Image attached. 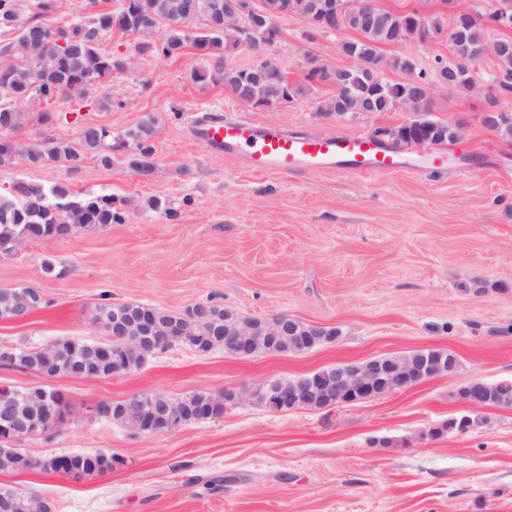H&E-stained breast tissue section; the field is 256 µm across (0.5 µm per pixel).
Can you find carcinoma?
<instances>
[{
    "mask_svg": "<svg viewBox=\"0 0 512 512\" xmlns=\"http://www.w3.org/2000/svg\"><path fill=\"white\" fill-rule=\"evenodd\" d=\"M355 6L341 17V23L331 27L309 24L314 32L328 33L350 28L359 33L355 41H345L341 49L347 56L359 61L361 66L350 71L346 78L337 76L330 66L320 63L309 68L304 83L292 84L279 67L268 62V70L258 76L255 69L239 70L226 64L224 56L230 47L240 44L232 32L223 28L226 0H123L117 12L99 8L98 0H81L78 18L64 25L50 27L43 18L57 10V0H37L35 11L26 13L19 0H0V34L13 39L0 47V137L20 128L26 119L21 106L28 103L48 106L58 99H84L92 90H100L99 99L112 104L108 82L113 74L128 69V61L106 54L101 49L105 34L117 28L125 33H139L145 40L136 43L135 52L142 58L168 59L179 54L186 44H191L205 59L201 68L193 70V79L200 83L223 84L235 98H251L260 107L286 105L303 93L312 83H340V92L320 102L321 114L344 112L348 115L360 112H388L410 97L418 112H432L429 84L420 76H414L413 61L395 57L390 61L378 53L382 44L399 43L416 39L420 42L438 37L444 31L439 19H434V30H420L406 14L390 12L377 4V0H354ZM498 7L485 16L472 18L468 23L454 26L448 31L450 58L438 70V80L455 91L473 88L470 64L486 45L487 24H503L509 21L512 28V0H496ZM166 29L161 40L148 36L159 28ZM63 38L65 46L57 45ZM496 53L498 74L496 82L503 92H512V37L499 39ZM392 67L407 76V80L389 83L381 78V69ZM482 125L493 134L512 139V113L498 108L487 111L481 118ZM434 140L454 141L455 129L445 123L435 122L426 129ZM154 120L150 119L128 129L123 136L114 137L103 125L84 127L78 145L64 140L45 138L20 151V145L0 148V167H10L19 153H24L32 165L65 163L72 170L82 167L86 155L98 158L106 167L112 165L114 155L127 146L134 152L128 156L129 166L139 175L148 178L155 169ZM126 211L110 195L78 198L63 186L47 187L39 182L21 180L11 190L0 194V244H12L22 237L24 241L55 236L54 229L65 225L73 234L97 224H122ZM24 292L29 299L28 312L38 310L43 296L32 287L0 288V318ZM212 318L188 321L185 339L193 344L200 338L210 340L211 346L221 342L224 335V306L208 301ZM118 306L110 302L99 303L93 310V320L105 332H110L112 315ZM300 331L287 336L281 345L285 353L302 352L331 341L341 335L337 328L317 329L298 322ZM85 348L80 340L64 338L46 346L31 348L0 347V363H17L24 368L42 372L50 377L75 376L83 362ZM435 364L448 365L454 358L450 351L426 349L391 356L388 361L410 365L420 357ZM506 391L512 396V379L493 383L481 381L465 386L459 395H475L484 405L497 406L498 395ZM183 413L181 424L196 420L199 405L210 406L209 417L224 414V400L211 394H194L178 399ZM100 417L128 427L136 421V415L122 403H101ZM72 469L77 476H93L110 471L116 459L104 453H71ZM57 457L34 458L16 448L11 454L0 457V471H29L67 474L69 470L56 465ZM0 512H51L49 502L14 491L0 490Z\"/></svg>",
    "mask_w": 512,
    "mask_h": 512,
    "instance_id": "cac0c4a2",
    "label": "carcinoma"
}]
</instances>
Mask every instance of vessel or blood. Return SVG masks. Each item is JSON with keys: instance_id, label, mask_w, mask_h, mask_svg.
<instances>
[{"instance_id": "vessel-or-blood-1", "label": "vessel or blood", "mask_w": 512, "mask_h": 512, "mask_svg": "<svg viewBox=\"0 0 512 512\" xmlns=\"http://www.w3.org/2000/svg\"><path fill=\"white\" fill-rule=\"evenodd\" d=\"M217 153L244 156L254 170L336 171L395 173L404 161L358 135H290L274 126H259L248 119L229 115L196 128Z\"/></svg>"}]
</instances>
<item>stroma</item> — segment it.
<instances>
[{
    "instance_id": "obj_1",
    "label": "stroma",
    "mask_w": 512,
    "mask_h": 512,
    "mask_svg": "<svg viewBox=\"0 0 512 512\" xmlns=\"http://www.w3.org/2000/svg\"><path fill=\"white\" fill-rule=\"evenodd\" d=\"M397 13H485L493 0H379ZM279 42L266 54L238 46L229 66L270 58L290 82L310 58L348 67L342 29L307 38L303 20L278 18ZM139 37L113 30L102 47L130 60L112 77V104H51L37 109L14 137L22 144L55 138L78 143L94 123L119 136L155 118V171L142 179L117 156L112 167L87 157L79 170L35 167L17 156L0 168V194L16 181L63 185L74 196L125 200L128 219L96 225L72 238L28 242L0 257V288L33 287L43 306L22 322L0 320V345L32 347L60 338L105 340L92 320L101 302L140 303L181 312L216 299L249 317L283 314L341 331L332 343L298 354L239 358L178 346L134 373L110 379L57 377L70 412L55 428L13 440L33 456L105 453L121 467L79 480L40 471H0V487L43 498L53 512H512V410H477L481 427L429 437L430 427L464 414L456 398L471 379H512V139L483 127L489 102L512 113V94L495 80L496 61L473 64L471 91L439 87L446 37L384 44V59L413 56L430 84L435 119L458 127L460 145L417 147L397 174L256 173L243 157L214 154L193 138V123L212 108L305 134H371L405 122L407 112L319 114L334 94L323 84L286 107L250 109L221 84L194 81L203 59L194 47L161 60L136 59ZM448 169L431 172L436 151ZM178 211L168 219L165 208ZM51 270H44V263ZM453 352L461 367L414 387L320 410L277 412L251 401L222 417L160 434H136L96 417L99 402L156 391L178 399L242 390L269 378H298L341 363L419 349ZM222 476V489L205 479Z\"/></svg>"
}]
</instances>
